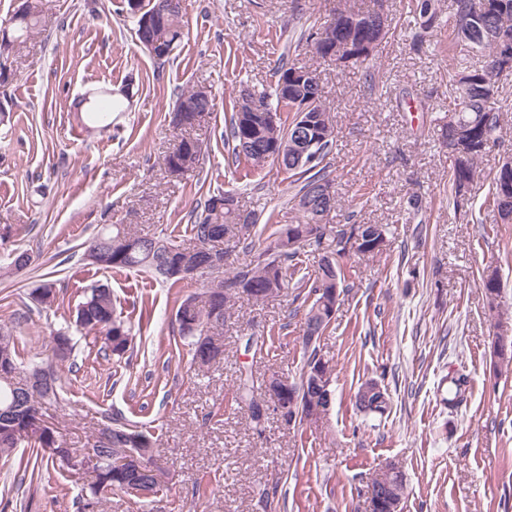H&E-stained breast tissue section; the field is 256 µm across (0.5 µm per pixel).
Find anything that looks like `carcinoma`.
I'll return each mask as SVG.
<instances>
[{
  "mask_svg": "<svg viewBox=\"0 0 512 512\" xmlns=\"http://www.w3.org/2000/svg\"><path fill=\"white\" fill-rule=\"evenodd\" d=\"M164 11L152 19L151 25H144V16L136 17L135 36L142 49L145 42L154 45L149 52L153 58L163 61L170 58L183 38L181 18L183 0H165ZM29 11L14 14L15 22L11 30L18 44H23L31 36L39 22L41 5L31 0ZM453 24L448 26V50L461 57L455 70L448 74V112L451 117L441 127V138L448 144L450 168L449 182L459 197L474 181L476 164L480 156L498 142L500 113L497 112L489 95L497 94L503 60L512 51V0H452ZM404 9L412 13L417 27L412 35V44L421 49L434 32L442 25V5L440 0H404ZM386 12L384 0H373L371 7H358L349 0H339L332 13L320 23L315 31L307 36L310 44H315L314 36L322 31L333 29L338 39H348L365 51L364 57L354 60L359 65L369 64L379 33L373 25V17ZM484 50L491 58L492 68L480 72L462 61L471 50ZM250 96L266 104L274 113L247 112L243 97L239 96L232 104L226 142L232 145L235 162L249 168H262L266 164H276L281 172L301 181V187L292 197L298 221L287 224L275 232L276 239L266 249L259 252L250 263L239 268L231 277H214L209 282L202 298L189 296L178 303L175 322L178 336L189 340L191 362L199 370L209 368L217 362L216 356L224 354V344L220 330L230 308L232 298L243 293L255 301H265L277 297L290 288L307 290L313 302L305 314L307 330L315 336L323 335L329 327L332 305L336 304V294L343 293L345 270L343 259L349 252L335 247L328 250L318 261L314 273H305L300 278L298 257L307 248L323 250V235L316 233V226L330 214L336 203L319 208L318 198L313 194L315 185L333 183L327 173L324 160L332 147L336 135L330 113L322 101V92L313 88H297L288 100H283L279 87L273 93L252 92ZM309 108V113L317 118L325 140L320 145L318 160L307 168L296 167L284 160L272 157V147L288 145L299 125L301 107ZM120 107L113 99H103L91 109L93 119L100 123L109 119L111 113ZM177 107L183 110V127L189 128L214 109V99L208 92L195 88L187 89L178 96ZM291 112V119H282L281 113ZM202 151L201 144L183 138L173 152L165 158L166 171L171 176H182L196 168ZM232 196L231 204L216 208L215 201H226ZM258 217L249 211L243 212L238 206L235 191H219L209 195L201 210L195 212L190 224L191 243H182L171 235L149 236L128 232L124 228L105 230L94 237L85 253L89 254L87 264L101 266L114 272L134 269L149 274L152 278L178 285L193 279L189 274L193 265L207 264L210 251L223 243L240 245L242 233L255 227ZM352 229L361 230L362 242L354 249L361 255L373 256L383 251L387 240V227L384 224H352ZM485 296L489 311L498 309L497 298L501 293L497 271L482 273ZM76 325L101 335L106 349L112 355L123 358L132 341L131 329L116 315L112 302V292L105 285L90 288L89 294L76 309ZM61 345L50 346L51 359L56 362L69 360L73 351L72 336L60 329L51 337ZM50 370V379L35 381L30 393L24 397L15 395L8 379H28L36 377L41 368ZM333 373L332 360L324 357L319 347L305 343L303 364L299 379L290 381L286 377L274 375L267 385L270 397L284 401L295 408L300 419L304 420L316 412L328 413L330 406L320 389L314 384V373ZM57 377L52 365L31 361L23 365L19 361L12 332L0 327V457H11L23 442L36 449L35 462L19 461L24 467L39 465L48 460L59 464L62 470L73 471L68 456L59 453L61 444L54 439V430L43 424L39 410L43 404L57 398ZM467 377H448V406L458 407L464 400ZM237 405L246 406L255 424L266 417L269 407L251 389L247 380L240 381L233 396ZM355 406L364 414L384 415L390 406L387 388L364 393L357 390ZM111 435L108 442L99 447L102 462L95 472L94 479L81 487L78 501L92 499L97 506L114 495L129 494L132 480L139 483L138 499H147L162 491L164 481L159 479L163 467L155 459V442L150 435L137 426L120 418L112 419ZM142 467L135 473L134 463Z\"/></svg>",
  "mask_w": 512,
  "mask_h": 512,
  "instance_id": "carcinoma-1",
  "label": "carcinoma"
}]
</instances>
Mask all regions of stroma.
<instances>
[{
	"label": "stroma",
	"instance_id": "obj_1",
	"mask_svg": "<svg viewBox=\"0 0 512 512\" xmlns=\"http://www.w3.org/2000/svg\"><path fill=\"white\" fill-rule=\"evenodd\" d=\"M336 0H183L186 37L165 63L135 40L127 0H43L41 21L15 54L16 74L0 86V267L28 252L31 265L0 279V324L11 326L21 361L49 357L51 332L72 321L85 291L103 284L132 328L133 348L113 358L80 333L60 370L45 419L70 448H82L107 418L121 416L153 433L157 456L175 474L148 503L115 495L101 512H365L369 479L394 463L407 480L403 512H512V369L496 371L492 342L512 336V224L485 204L489 182L512 154V77L495 106L499 142L479 160L462 211L448 188V74L442 44L414 51V18L391 0L398 24L369 64L318 59L290 39L327 15ZM315 69L336 130L325 162L338 205L328 233L345 224H385L387 245L374 257L349 255L347 289L319 341L332 359L336 400L317 422L289 426L269 413L254 427L233 403L248 377L263 394L271 372L297 378L303 315L293 293L262 303L239 296L224 323V358L201 373L177 343L179 299L205 291L200 278L170 286L145 273L86 264L82 254L117 224L188 239L190 214L208 194L237 189L241 209L263 232L296 221L298 186L277 167L232 165L225 120L242 86L273 91L281 59ZM204 85L213 114L179 131L171 112L181 90ZM129 89L108 124L74 103L88 92ZM201 142L199 166L173 178L164 157L181 138ZM497 266L500 313L489 316L480 271ZM53 282L47 306L34 290ZM261 337L262 346L247 345ZM469 385L455 410L442 402L448 373ZM387 387L384 416L355 407L361 383ZM20 447L0 458V512H77L79 479L42 466L24 471ZM262 487L276 488L271 504Z\"/></svg>",
	"mask_w": 512,
	"mask_h": 512
}]
</instances>
